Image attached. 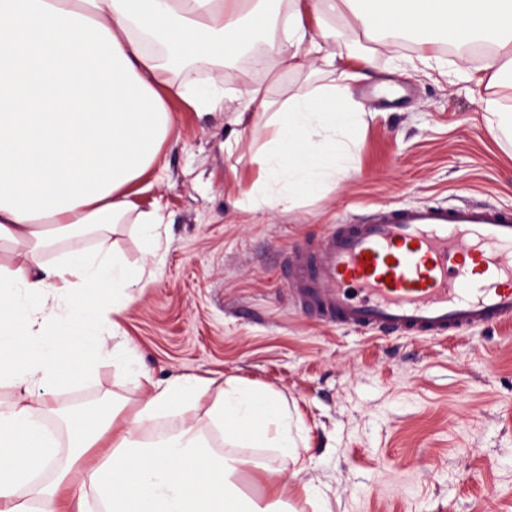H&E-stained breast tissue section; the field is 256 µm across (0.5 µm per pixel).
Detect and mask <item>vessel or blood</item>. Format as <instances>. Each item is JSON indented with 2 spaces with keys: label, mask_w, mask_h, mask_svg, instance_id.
I'll return each mask as SVG.
<instances>
[{
  "label": "vessel or blood",
  "mask_w": 512,
  "mask_h": 512,
  "mask_svg": "<svg viewBox=\"0 0 512 512\" xmlns=\"http://www.w3.org/2000/svg\"><path fill=\"white\" fill-rule=\"evenodd\" d=\"M288 286L322 324L445 339L512 319V209L375 207L291 254Z\"/></svg>",
  "instance_id": "b4317fda"
}]
</instances>
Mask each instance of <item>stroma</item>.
<instances>
[{
  "instance_id": "1",
  "label": "stroma",
  "mask_w": 512,
  "mask_h": 512,
  "mask_svg": "<svg viewBox=\"0 0 512 512\" xmlns=\"http://www.w3.org/2000/svg\"><path fill=\"white\" fill-rule=\"evenodd\" d=\"M487 61L411 38L377 53L364 78L354 62L322 66L316 82L350 83L374 118L358 174L287 213L238 209L256 167L247 144H232L233 112L172 100L173 137L134 198L163 217L155 257L138 225L112 229L125 259L153 271L121 324L154 379L211 378L208 407L236 376L298 413L314 463L279 476L289 512H301L305 482L322 490L323 512H512V320L447 339L329 327L299 309L284 273L286 253L376 206L512 207V145L492 138L480 105L512 109V86L464 76ZM270 63L266 51L238 59L224 89L244 98L261 84L281 98L297 77L268 78ZM105 397L129 416L143 394L109 362L55 392L62 408Z\"/></svg>"
}]
</instances>
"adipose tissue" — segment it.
Listing matches in <instances>:
<instances>
[{"label":"adipose tissue","instance_id":"obj_1","mask_svg":"<svg viewBox=\"0 0 512 512\" xmlns=\"http://www.w3.org/2000/svg\"><path fill=\"white\" fill-rule=\"evenodd\" d=\"M308 13L320 23L353 19L355 35L386 51L401 31L428 45L438 33L512 45V0H0V244L14 253L0 263V382L15 391L0 402V512H272L235 477L250 471L274 494L279 474L310 466L286 399L236 377L205 410L210 380L158 381L142 370L134 377L147 396L131 417L103 400L71 408L53 432L39 420L54 389L88 377L76 349L90 347L97 363L134 364L120 319L148 269L114 250L109 227L131 213L151 230L162 221L159 210L136 212L131 197L173 132L172 99L199 112L233 102L249 113L263 144L241 210L289 212L305 193L357 173L367 112L349 85L303 75L320 62L368 66L372 57L311 34ZM278 35L275 68L300 77L282 101L259 85L237 102L218 80L171 76L174 66L223 64ZM92 224L102 230L91 249L48 259L62 238ZM202 410L223 448L190 425ZM166 417L185 425L143 438ZM107 435L109 452L84 467Z\"/></svg>","mask_w":512,"mask_h":512}]
</instances>
